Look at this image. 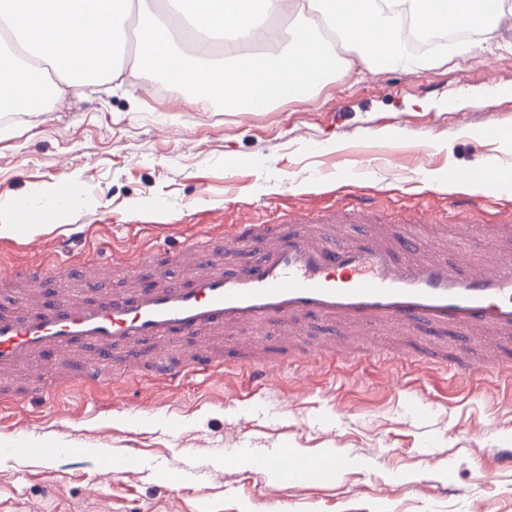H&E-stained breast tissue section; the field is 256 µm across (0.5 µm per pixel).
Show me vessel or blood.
Wrapping results in <instances>:
<instances>
[{"label":"vessel or blood","mask_w":512,"mask_h":512,"mask_svg":"<svg viewBox=\"0 0 512 512\" xmlns=\"http://www.w3.org/2000/svg\"><path fill=\"white\" fill-rule=\"evenodd\" d=\"M373 218L372 208L347 198L314 214L295 209L284 224H230L226 246L237 250L259 242L260 262L224 264L213 256L206 234L183 252L186 280H161L98 299H79L62 288L41 295L29 313L0 310V371L37 357L72 363L76 376L59 377V387L100 390L109 387L110 375L99 365L75 363L76 352L90 349L108 358L113 349L130 346L134 360L121 373L165 388L189 378L223 377L235 367L263 386L280 361L253 341H244L232 360L218 349L193 348L174 361L161 345L217 329L257 332L273 322L309 318L328 325L324 348L333 355L351 356L377 326H423L461 333V370L496 365V353L512 346V224L483 225L491 254L464 271L444 258L443 240L439 257L413 263L402 259L420 248L413 236L338 240L337 225ZM147 338L156 348L137 349Z\"/></svg>","instance_id":"vessel-or-blood-1"}]
</instances>
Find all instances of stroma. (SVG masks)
Returning a JSON list of instances; mask_svg holds the SVG:
<instances>
[{
    "label": "stroma",
    "instance_id": "1",
    "mask_svg": "<svg viewBox=\"0 0 512 512\" xmlns=\"http://www.w3.org/2000/svg\"><path fill=\"white\" fill-rule=\"evenodd\" d=\"M149 73L120 88L69 89L64 105L0 119V224L4 202L63 181L88 205L52 212L29 245L0 236V262L36 267L40 280L0 281V308L23 313L63 274L57 240L87 230L82 259L144 249L161 227L166 275L185 279L179 253L214 224L286 222L291 209L351 197L377 208L396 234V212L416 205L441 221L450 204L471 228L448 237V257L471 266L488 254L478 227L512 217V192L428 186L427 171L475 167L486 156L512 166V147L462 135L512 127V30L490 49L416 73L351 70L319 95L267 112L197 109L170 83L155 98ZM413 332L374 330L364 349L317 371L302 362L321 340L267 327L258 340L285 355L275 378L247 388L238 376L150 391L119 375L112 389L60 393L0 410V512H512V379L487 367L448 377L413 363ZM78 450L83 462L22 457L21 444ZM341 463L327 478H270L285 455ZM127 454L128 476L99 464ZM243 456L255 467L239 465Z\"/></svg>",
    "mask_w": 512,
    "mask_h": 512
}]
</instances>
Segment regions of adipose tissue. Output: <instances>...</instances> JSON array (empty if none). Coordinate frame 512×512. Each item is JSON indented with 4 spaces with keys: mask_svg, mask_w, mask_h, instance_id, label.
<instances>
[{
    "mask_svg": "<svg viewBox=\"0 0 512 512\" xmlns=\"http://www.w3.org/2000/svg\"><path fill=\"white\" fill-rule=\"evenodd\" d=\"M293 11L286 34L266 22ZM505 0H0V112L41 111L48 69L61 75L56 102L77 82H112L122 73L123 23L136 16V62L163 82L193 88L207 108L221 97L233 112H261L314 95L353 66L416 72L405 28L473 32L459 51L476 54L496 37ZM352 52L336 54L337 45ZM428 185L512 189V168L430 172Z\"/></svg>",
    "mask_w": 512,
    "mask_h": 512,
    "instance_id": "adipose-tissue-1",
    "label": "adipose tissue"
}]
</instances>
